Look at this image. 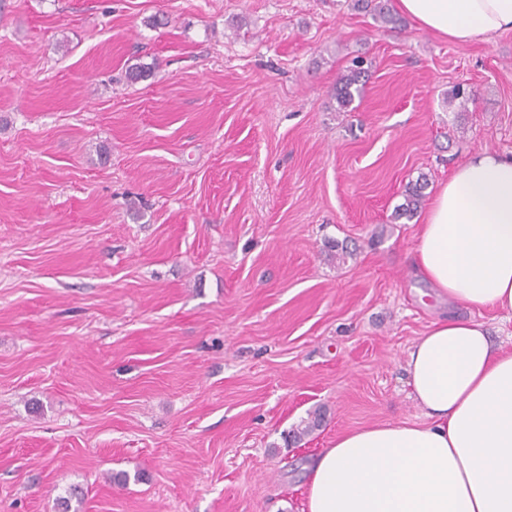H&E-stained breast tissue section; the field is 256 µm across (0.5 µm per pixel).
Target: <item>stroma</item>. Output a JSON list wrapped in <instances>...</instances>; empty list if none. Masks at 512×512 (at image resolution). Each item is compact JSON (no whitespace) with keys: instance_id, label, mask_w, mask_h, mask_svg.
<instances>
[{"instance_id":"obj_1","label":"stroma","mask_w":512,"mask_h":512,"mask_svg":"<svg viewBox=\"0 0 512 512\" xmlns=\"http://www.w3.org/2000/svg\"><path fill=\"white\" fill-rule=\"evenodd\" d=\"M487 148L512 155V31L456 44L355 0H0V512H305L337 434L422 421L405 363L440 305L396 207ZM362 2L363 8L369 11L376 21L382 24L391 25L389 29H396L399 25L398 18L390 10L386 0H358ZM362 59L353 60V67L347 70L346 74H342L336 83V99L341 109H347L353 103L356 93L360 94L359 87L360 77L363 70ZM323 419L324 414L320 410L310 412L307 419L301 420L284 436L285 445L289 446L301 442L306 436L321 427Z\"/></svg>"}]
</instances>
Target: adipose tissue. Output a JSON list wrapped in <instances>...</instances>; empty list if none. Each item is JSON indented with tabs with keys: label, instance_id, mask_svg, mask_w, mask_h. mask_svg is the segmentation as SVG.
<instances>
[{
	"label": "adipose tissue",
	"instance_id": "obj_1",
	"mask_svg": "<svg viewBox=\"0 0 512 512\" xmlns=\"http://www.w3.org/2000/svg\"><path fill=\"white\" fill-rule=\"evenodd\" d=\"M451 42L512 31V0H396ZM415 265L449 306L512 316V156L480 151L436 192ZM419 422L337 435L310 467L307 512H512V350L436 318L406 359Z\"/></svg>",
	"mask_w": 512,
	"mask_h": 512
}]
</instances>
